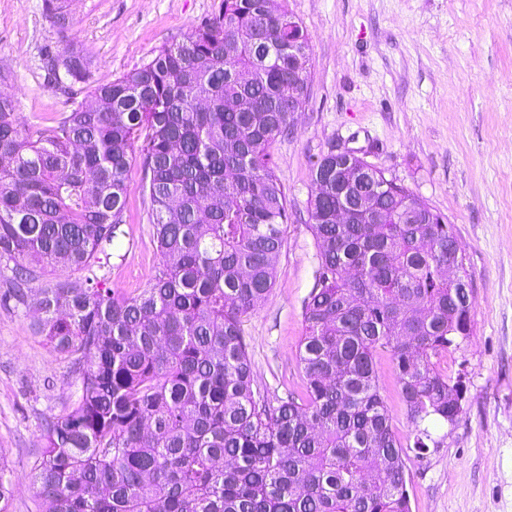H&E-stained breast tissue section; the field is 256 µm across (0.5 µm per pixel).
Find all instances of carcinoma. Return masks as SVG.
Listing matches in <instances>:
<instances>
[{"label":"carcinoma","instance_id":"carcinoma-1","mask_svg":"<svg viewBox=\"0 0 512 512\" xmlns=\"http://www.w3.org/2000/svg\"><path fill=\"white\" fill-rule=\"evenodd\" d=\"M64 34L65 0H43ZM90 100L21 126L0 95V305L38 313L75 399L44 418L32 483L44 512H412L406 459L454 422L463 385L438 358L472 333L463 248L445 217L389 180L375 224L336 223V155L311 170L319 254L296 362L302 394L253 376L243 319L272 290L288 196L272 148L306 102L309 38L286 0H220L182 42L107 84L69 42L49 54ZM141 161L160 267L135 295L95 265L123 235ZM62 265L87 275L45 280ZM389 356L412 426L381 395ZM10 469L0 449V512Z\"/></svg>","mask_w":512,"mask_h":512}]
</instances>
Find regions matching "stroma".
I'll return each instance as SVG.
<instances>
[{"label": "stroma", "mask_w": 512, "mask_h": 512, "mask_svg": "<svg viewBox=\"0 0 512 512\" xmlns=\"http://www.w3.org/2000/svg\"><path fill=\"white\" fill-rule=\"evenodd\" d=\"M220 0H71L57 34L43 0H0V92L22 126L52 124L87 98L46 83L45 49L77 41L93 81L112 82L179 43ZM309 37L308 98L274 146L289 220L275 284L243 322L254 378L270 397L301 393L296 364L317 245L308 227L311 169L331 146L368 162L447 217L471 275L473 331L439 364L461 381L463 410L433 424L435 442L407 461L413 512H512V0H287ZM123 236L101 274L124 294L145 287L160 257L143 172L133 165ZM35 317L0 308V449L10 512H42L31 470L45 416L74 396L67 362L34 332ZM379 384L399 436L409 424L392 365Z\"/></svg>", "instance_id": "stroma-1"}]
</instances>
